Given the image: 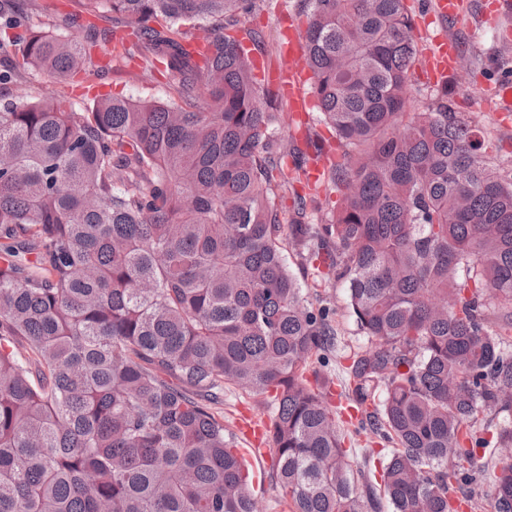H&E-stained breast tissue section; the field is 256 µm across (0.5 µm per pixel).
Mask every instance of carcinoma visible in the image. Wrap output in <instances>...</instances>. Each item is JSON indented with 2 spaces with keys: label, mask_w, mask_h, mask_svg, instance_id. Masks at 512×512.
I'll list each match as a JSON object with an SVG mask.
<instances>
[{
  "label": "carcinoma",
  "mask_w": 512,
  "mask_h": 512,
  "mask_svg": "<svg viewBox=\"0 0 512 512\" xmlns=\"http://www.w3.org/2000/svg\"><path fill=\"white\" fill-rule=\"evenodd\" d=\"M311 93L338 142L319 217L280 182L278 93L240 26L256 0H82L66 34L0 0V512H260L224 389L272 399L271 480L291 512H369L313 357L331 308L303 304L282 234L346 284L370 346L348 367L361 428L395 445L393 512H460L478 410L512 412V174L500 146L435 89L409 112L417 45L405 0H300ZM112 13V29L82 16ZM159 65L178 98L112 95L75 112L38 94L108 69L98 38ZM205 106L199 107L198 100ZM293 205L283 207L284 192ZM385 387L381 407L375 391ZM512 512V463L493 479Z\"/></svg>",
  "instance_id": "carcinoma-1"
}]
</instances>
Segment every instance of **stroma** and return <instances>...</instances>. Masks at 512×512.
<instances>
[{
	"label": "stroma",
	"instance_id": "35a3bbf8",
	"mask_svg": "<svg viewBox=\"0 0 512 512\" xmlns=\"http://www.w3.org/2000/svg\"><path fill=\"white\" fill-rule=\"evenodd\" d=\"M297 0H259L255 9L245 17L244 25L262 31L267 40L262 53L269 66L283 62L281 21L297 14ZM448 34L456 36L464 51L469 68V82L450 81L448 91L458 108L478 124L484 135L500 143L502 150L494 162L503 169L512 168V121L500 119L497 104L491 93V78L498 65L512 67V44L501 41L497 29L469 20L461 25L447 26ZM97 52L112 53V70L100 79L87 81L75 79L73 84L59 86L43 76L36 75L32 83L37 91L45 94L64 92L75 111H85L93 97L112 94L131 100L153 99L167 101L175 98V84L169 77L157 72H147L139 58L121 57V47L112 39L99 40ZM284 256L290 272L300 281L308 306L328 303L334 310L333 325L336 329V347L329 354L324 372L330 383L344 386L346 371L354 353L365 350L368 338L359 329L348 307L347 289L336 280L315 282L312 270L306 269L301 258L292 248H285ZM227 432H235L240 412L248 411L261 419H272L275 407L270 399L246 396L234 389H226L220 407ZM338 429L346 447L352 448L356 468L361 472H380L381 462L389 455L392 445L362 430L359 425L339 422ZM505 460L504 453L494 449L478 450L470 468L479 473L481 482L475 486L471 504L462 512H491L490 495L495 472Z\"/></svg>",
	"mask_w": 512,
	"mask_h": 512
}]
</instances>
